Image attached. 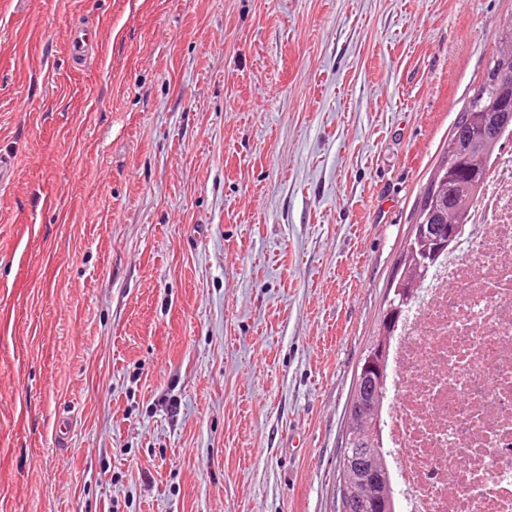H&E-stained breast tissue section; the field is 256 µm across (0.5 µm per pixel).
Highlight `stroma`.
Here are the masks:
<instances>
[{
    "instance_id": "obj_1",
    "label": "stroma",
    "mask_w": 512,
    "mask_h": 512,
    "mask_svg": "<svg viewBox=\"0 0 512 512\" xmlns=\"http://www.w3.org/2000/svg\"><path fill=\"white\" fill-rule=\"evenodd\" d=\"M511 16L0 0L10 512H336L361 359Z\"/></svg>"
}]
</instances>
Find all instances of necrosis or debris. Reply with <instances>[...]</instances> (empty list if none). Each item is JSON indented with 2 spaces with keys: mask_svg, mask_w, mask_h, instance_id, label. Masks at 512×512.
Instances as JSON below:
<instances>
[{
  "mask_svg": "<svg viewBox=\"0 0 512 512\" xmlns=\"http://www.w3.org/2000/svg\"><path fill=\"white\" fill-rule=\"evenodd\" d=\"M397 512H512V129L390 347Z\"/></svg>",
  "mask_w": 512,
  "mask_h": 512,
  "instance_id": "1",
  "label": "necrosis or debris"
}]
</instances>
